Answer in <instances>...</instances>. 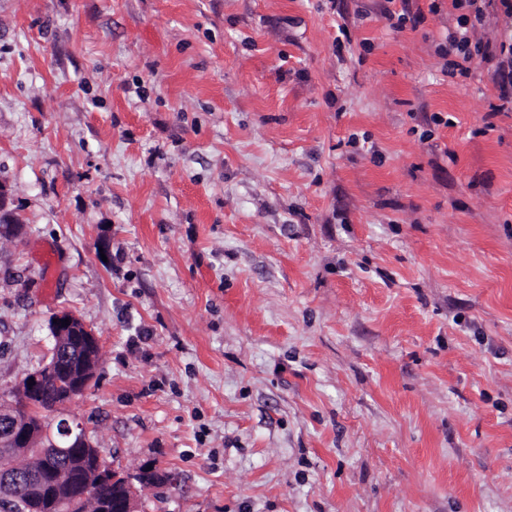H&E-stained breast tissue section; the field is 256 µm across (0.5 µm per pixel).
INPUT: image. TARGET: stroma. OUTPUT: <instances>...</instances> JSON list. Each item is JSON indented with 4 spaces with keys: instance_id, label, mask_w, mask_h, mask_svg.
I'll return each mask as SVG.
<instances>
[{
    "instance_id": "1",
    "label": "stroma",
    "mask_w": 512,
    "mask_h": 512,
    "mask_svg": "<svg viewBox=\"0 0 512 512\" xmlns=\"http://www.w3.org/2000/svg\"><path fill=\"white\" fill-rule=\"evenodd\" d=\"M457 15L0 0V391L66 309L139 512H512V104Z\"/></svg>"
}]
</instances>
